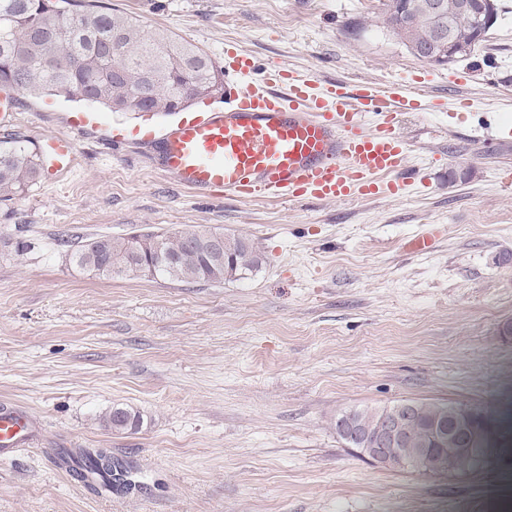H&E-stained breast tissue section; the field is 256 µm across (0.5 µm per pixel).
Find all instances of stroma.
<instances>
[{
    "label": "stroma",
    "instance_id": "stroma-1",
    "mask_svg": "<svg viewBox=\"0 0 512 512\" xmlns=\"http://www.w3.org/2000/svg\"><path fill=\"white\" fill-rule=\"evenodd\" d=\"M200 47H236L322 82L411 87L424 107L398 132L416 171L396 195L344 202L200 198L159 170L144 128L183 113L112 112L19 95L0 140L65 129L75 161L0 200V406L38 442L0 461V512H512V445L467 475L391 470L336 433L337 415L406 400L481 406L512 429V0L468 58L410 54L383 0H106ZM467 108H457L458 100ZM126 143L113 147L109 133ZM457 168L466 181L449 182ZM187 226L235 234L258 269L221 283L107 279L83 242ZM434 232L432 248L409 243ZM138 412L112 429V408ZM108 448L141 489L93 492L61 451ZM108 423L115 430H136L139 428L141 419L137 412L124 407L112 408L107 417Z\"/></svg>",
    "mask_w": 512,
    "mask_h": 512
}]
</instances>
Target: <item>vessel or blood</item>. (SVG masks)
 I'll use <instances>...</instances> for the list:
<instances>
[{"label":"vessel or blood","instance_id":"1","mask_svg":"<svg viewBox=\"0 0 512 512\" xmlns=\"http://www.w3.org/2000/svg\"><path fill=\"white\" fill-rule=\"evenodd\" d=\"M226 55L235 80L224 87L223 111L199 112L150 135L159 165L183 186L200 195L344 201L397 193L411 177V148L396 120L421 109L420 95L397 86H325L276 68L253 89L242 84L254 71L251 58L232 49ZM99 120L74 112L68 133L44 138L51 173L72 167L73 134ZM37 439L21 407L0 408V459Z\"/></svg>","mask_w":512,"mask_h":512}]
</instances>
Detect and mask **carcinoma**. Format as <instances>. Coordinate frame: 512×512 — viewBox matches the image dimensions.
Returning a JSON list of instances; mask_svg holds the SVG:
<instances>
[{
    "mask_svg": "<svg viewBox=\"0 0 512 512\" xmlns=\"http://www.w3.org/2000/svg\"><path fill=\"white\" fill-rule=\"evenodd\" d=\"M425 0H385L384 22L393 38L411 42L430 56L447 55L444 33L468 44L484 41L488 28L481 0L428 20L418 17ZM223 84V71L201 49L164 29L140 21L98 0H0V86L63 95L97 103L113 112H173ZM40 163L17 140H0V200L20 195L35 182ZM72 261L103 277L161 278L188 282L232 280L258 268L256 247L242 237L192 227L169 233L100 237L82 244ZM419 418H437L447 406L417 400ZM479 418L467 448L438 454L439 471L471 473L489 462L485 449L497 447ZM115 430H136L140 415L114 407L107 417ZM76 478L99 482L108 491L129 493L137 475L106 448H84L69 456Z\"/></svg>",
    "mask_w": 512,
    "mask_h": 512,
    "instance_id": "1",
    "label": "carcinoma"
}]
</instances>
